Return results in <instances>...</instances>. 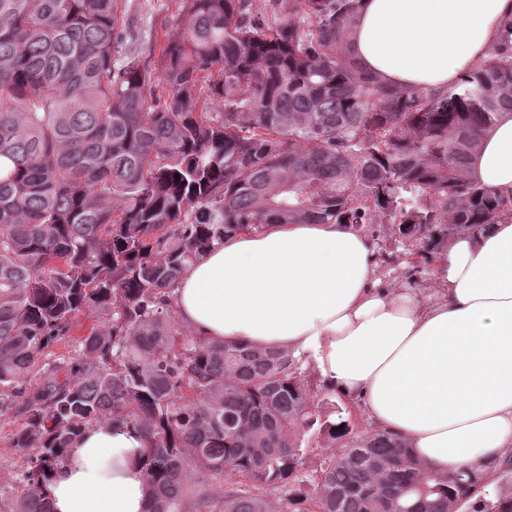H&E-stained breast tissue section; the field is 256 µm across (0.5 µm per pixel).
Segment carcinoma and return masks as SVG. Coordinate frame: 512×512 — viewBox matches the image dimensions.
<instances>
[{"instance_id": "carcinoma-1", "label": "carcinoma", "mask_w": 512, "mask_h": 512, "mask_svg": "<svg viewBox=\"0 0 512 512\" xmlns=\"http://www.w3.org/2000/svg\"><path fill=\"white\" fill-rule=\"evenodd\" d=\"M176 2L180 36L150 60L122 50L120 0H0L13 512H52L63 453L107 422L143 437L145 512H512V455L490 483L430 470L388 432L353 434L302 358L196 336L170 296L215 242L267 224L380 221L428 254L512 218L466 174L512 112V45L446 92L402 89L351 52L359 0ZM87 312L107 320L77 357L43 362Z\"/></svg>"}]
</instances>
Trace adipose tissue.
I'll list each match as a JSON object with an SVG mask.
<instances>
[{"instance_id": "obj_1", "label": "adipose tissue", "mask_w": 512, "mask_h": 512, "mask_svg": "<svg viewBox=\"0 0 512 512\" xmlns=\"http://www.w3.org/2000/svg\"><path fill=\"white\" fill-rule=\"evenodd\" d=\"M512 0H361L354 54L400 88L455 86L501 45ZM470 181L512 196V112L468 162ZM422 301L379 288L351 224L238 232L187 265L177 316L201 337L307 355L325 386L431 470L486 469L512 452V219L453 238ZM139 433L87 428L52 475L53 512H144Z\"/></svg>"}]
</instances>
